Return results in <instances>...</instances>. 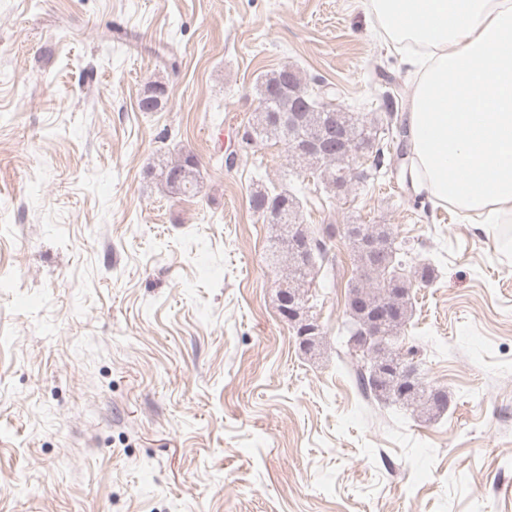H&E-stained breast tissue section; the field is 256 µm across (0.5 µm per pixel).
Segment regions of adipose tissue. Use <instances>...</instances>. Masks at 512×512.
I'll use <instances>...</instances> for the list:
<instances>
[{"instance_id":"ef3b65f1","label":"adipose tissue","mask_w":512,"mask_h":512,"mask_svg":"<svg viewBox=\"0 0 512 512\" xmlns=\"http://www.w3.org/2000/svg\"><path fill=\"white\" fill-rule=\"evenodd\" d=\"M376 31L418 67L407 114L437 201L512 210V0H368Z\"/></svg>"}]
</instances>
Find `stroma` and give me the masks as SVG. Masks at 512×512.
<instances>
[{
  "instance_id": "1",
  "label": "stroma",
  "mask_w": 512,
  "mask_h": 512,
  "mask_svg": "<svg viewBox=\"0 0 512 512\" xmlns=\"http://www.w3.org/2000/svg\"><path fill=\"white\" fill-rule=\"evenodd\" d=\"M374 27L365 0H0V512H512V223L401 172L303 212L390 225L435 265L410 323L437 419L339 361L341 236L315 356L277 310L249 192L301 179L280 140L236 152L256 80L287 65L380 117L385 72L405 120L415 76ZM110 28L137 45L102 47ZM151 81L167 103L143 112ZM182 150L192 197L148 174Z\"/></svg>"
}]
</instances>
